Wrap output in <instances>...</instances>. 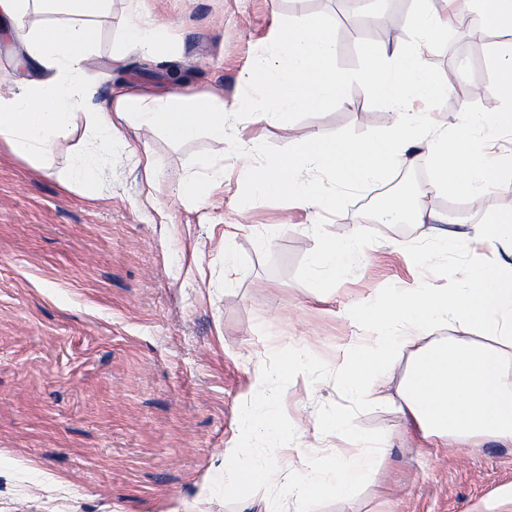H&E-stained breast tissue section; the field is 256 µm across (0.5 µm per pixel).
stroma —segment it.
<instances>
[{
  "mask_svg": "<svg viewBox=\"0 0 512 512\" xmlns=\"http://www.w3.org/2000/svg\"><path fill=\"white\" fill-rule=\"evenodd\" d=\"M165 26L174 52L153 60L132 54L106 72L92 66L88 83L106 100L111 84L146 92L202 94L219 87L235 111L240 78L284 17L327 13L338 28L340 67L357 65L356 43L389 40L368 16L401 17L403 44L447 88L418 103L441 127L462 111H485L459 92L477 82L493 88L500 47L477 8L458 0L457 22L422 41L414 0H141ZM353 88L333 112L288 127L237 121L243 140L278 159L301 134L369 142L392 123ZM106 156L101 195L65 187L82 146L76 130L42 168L0 147V512H270L266 492L250 508L210 491L224 470V450L239 438L250 378L271 351L306 349L331 369L363 345L371 324L352 318L358 303L382 302L425 282L452 288L477 262L475 250L449 252L436 231L467 230L500 206L492 192L480 207L457 193L427 199L442 223L384 224L370 190L340 189L336 213L322 217L270 195L239 213L235 197L252 174L241 149L202 137L175 144L125 128ZM151 153L154 176L141 158ZM223 156L227 177L205 207L178 197L175 186L198 171L203 156ZM240 225L229 235L231 225ZM286 232L266 242L267 225ZM355 232L366 255L341 274L310 276L312 254L327 238ZM416 244L426 263L398 245ZM237 263L224 267V252ZM332 381L298 375L286 388L285 412L297 433L279 449V466L305 471L312 453L349 457L354 442L319 430L321 406L340 402ZM355 423L386 435L381 470L355 496L353 512H474L512 486V446L492 440L457 448L407 436L395 404L357 413Z\"/></svg>",
  "mask_w": 512,
  "mask_h": 512,
  "instance_id": "stroma-1",
  "label": "stroma"
}]
</instances>
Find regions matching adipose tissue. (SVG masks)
I'll list each match as a JSON object with an SVG mask.
<instances>
[{
    "label": "adipose tissue",
    "instance_id": "adipose-tissue-1",
    "mask_svg": "<svg viewBox=\"0 0 512 512\" xmlns=\"http://www.w3.org/2000/svg\"><path fill=\"white\" fill-rule=\"evenodd\" d=\"M125 2L124 40L112 51L110 64L120 63L131 51L148 56L171 52L164 26L144 18L140 0ZM111 9L112 0H0V26L20 41V68L38 72L0 92V146L38 164L77 126H84L90 139L75 160L70 180L92 198L99 195L101 155L121 126L160 131L176 143L203 133L218 142L240 140L220 95L118 88L97 102V89L85 81L84 73L96 57L97 35ZM371 59L373 87L395 115L389 130L369 143L305 134L286 144L275 163L251 157L254 177L239 206L244 209L257 196L277 194L296 208L332 212L340 198L321 186L318 174L341 185H377L396 168L412 163L418 151L435 167L423 197L456 192L476 201L490 189L499 190L503 203L496 214L471 230L444 235L439 246L458 251L482 242L502 250L503 258L478 262L459 287L442 292L416 288L372 310L380 329L362 355L349 359L346 389L361 401L386 400L392 360L398 352L413 349L400 392L406 432L418 431L451 447L488 437L512 445V168L503 169L491 157L497 138L512 133V44L495 56L499 80L490 93L492 107L463 113L460 125L450 131L436 125L430 113L412 108L413 102L434 101L446 92L428 75L419 53L395 43L372 51ZM202 166L210 171L209 179L189 175L179 185L180 194L199 207L224 185L223 159H207ZM364 254L362 240L352 233L323 242L312 267L340 270ZM455 322L476 326L479 336H451L421 345L424 332Z\"/></svg>",
    "mask_w": 512,
    "mask_h": 512
}]
</instances>
